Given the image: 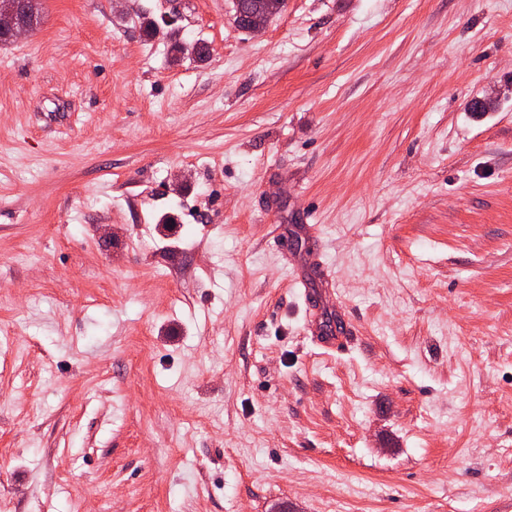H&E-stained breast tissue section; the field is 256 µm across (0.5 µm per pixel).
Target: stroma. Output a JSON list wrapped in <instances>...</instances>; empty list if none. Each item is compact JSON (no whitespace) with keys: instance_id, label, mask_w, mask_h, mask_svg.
I'll return each mask as SVG.
<instances>
[{"instance_id":"stroma-1","label":"stroma","mask_w":512,"mask_h":512,"mask_svg":"<svg viewBox=\"0 0 512 512\" xmlns=\"http://www.w3.org/2000/svg\"><path fill=\"white\" fill-rule=\"evenodd\" d=\"M40 3L0 44V512H512V0ZM286 7V0H235V14L241 10H261L269 16L270 22L278 17Z\"/></svg>"}]
</instances>
